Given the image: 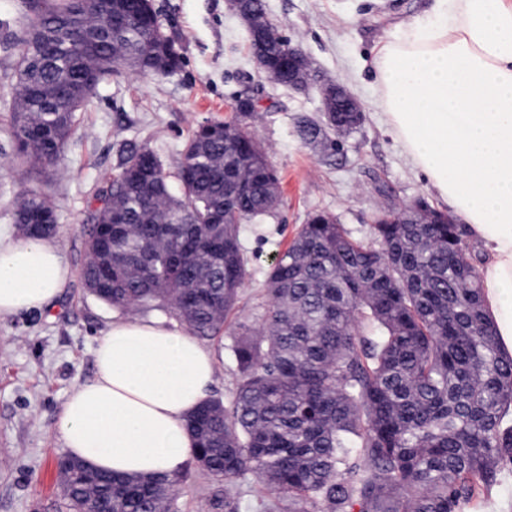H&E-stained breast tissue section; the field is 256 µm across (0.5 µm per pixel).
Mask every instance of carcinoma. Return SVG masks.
Returning a JSON list of instances; mask_svg holds the SVG:
<instances>
[{"label":"carcinoma","instance_id":"1","mask_svg":"<svg viewBox=\"0 0 512 512\" xmlns=\"http://www.w3.org/2000/svg\"><path fill=\"white\" fill-rule=\"evenodd\" d=\"M127 0H24L32 13L16 39L17 91L9 109L14 162L27 172L56 162L76 132L96 78L130 62L165 75L182 57L152 55L165 41L153 4ZM124 26L111 28L112 15ZM262 70L291 86L286 48L249 33ZM323 122L299 121L300 138L336 148ZM190 178L170 191L165 166L146 146L127 150L102 191L126 223L97 210L84 230L86 289L113 307L158 310L201 339L218 335L249 277L245 219L281 202L261 144L236 126L196 127L175 161ZM19 212L55 213L38 190ZM224 218L208 223L211 213ZM377 218L379 247L349 237L313 212L269 264L264 324L238 323L227 349L240 374L229 404L209 398L188 420L193 466L176 474L114 476L68 457L60 487L69 512H181L179 488L195 468L218 489L211 512H240L250 480L270 489L259 512H466L512 464V355L487 314L464 228Z\"/></svg>","mask_w":512,"mask_h":512}]
</instances>
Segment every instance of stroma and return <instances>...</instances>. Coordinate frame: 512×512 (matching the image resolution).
Instances as JSON below:
<instances>
[{"instance_id": "35a3bbf8", "label": "stroma", "mask_w": 512, "mask_h": 512, "mask_svg": "<svg viewBox=\"0 0 512 512\" xmlns=\"http://www.w3.org/2000/svg\"><path fill=\"white\" fill-rule=\"evenodd\" d=\"M22 0H0V95L16 88L13 37L28 21ZM280 32L300 45L320 74L344 84L361 103L364 119L340 136L339 151L304 144L299 118L321 122L317 88L296 92L271 81L249 54L246 25L227 0H153L164 32L182 56L168 75L119 69L80 115L74 138L55 167L27 174L13 153L10 114L0 106V226L15 228L21 194L45 191L58 218L54 244L71 275L50 308L0 320V512H61L57 464L66 454L58 432L63 405L95 375V347L120 309L85 288L83 228L95 198L124 145L146 146L163 163L198 123L239 124L265 148L283 202L277 213L247 222L242 240L250 277L242 316L259 325L265 270L285 249L308 213L334 215L352 238L375 244L379 212L425 199L438 200L424 174L407 159L375 101L373 59L381 43L418 17L433 0H266ZM252 96L257 110L242 119L232 107Z\"/></svg>"}]
</instances>
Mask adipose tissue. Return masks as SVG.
Segmentation results:
<instances>
[{
	"instance_id": "adipose-tissue-1",
	"label": "adipose tissue",
	"mask_w": 512,
	"mask_h": 512,
	"mask_svg": "<svg viewBox=\"0 0 512 512\" xmlns=\"http://www.w3.org/2000/svg\"><path fill=\"white\" fill-rule=\"evenodd\" d=\"M382 43L376 103L414 168L484 245L479 276L498 341L512 353V0H435ZM70 277L54 243L0 229V319L49 307ZM95 377L66 400L69 456L120 474L178 472L187 416L218 370L212 348L156 318H116Z\"/></svg>"
}]
</instances>
